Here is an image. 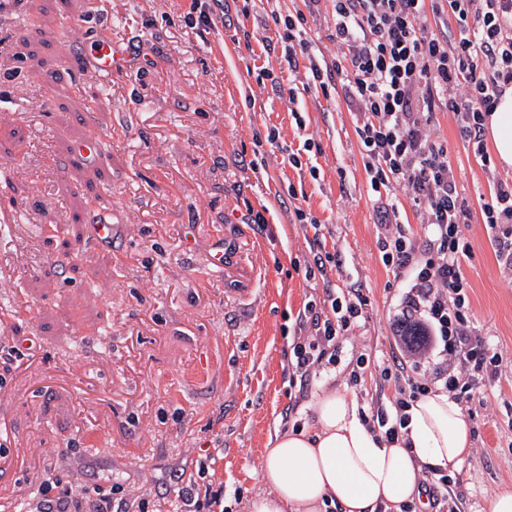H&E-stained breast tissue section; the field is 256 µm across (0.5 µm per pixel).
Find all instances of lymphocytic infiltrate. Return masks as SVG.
Here are the masks:
<instances>
[{
    "mask_svg": "<svg viewBox=\"0 0 512 512\" xmlns=\"http://www.w3.org/2000/svg\"><path fill=\"white\" fill-rule=\"evenodd\" d=\"M335 39L343 59L349 97L358 107L357 133L373 191L402 185L423 213L426 238L435 254L417 261L413 239L382 241L383 260L395 271L415 268L403 312L419 322L420 346L400 344L403 361L432 363L430 377L470 392L473 369H500L501 355L484 337L470 332L467 281L462 260L470 247L463 224L458 178L447 148L429 133L433 114L455 112L462 140L483 165V121L506 88H512V0H333ZM453 24L434 32L433 20ZM490 203L482 217L504 271L512 272V179L492 178ZM330 316L312 312L311 333L295 336L294 367L309 373L337 337L348 335L367 304L361 290L327 289ZM392 409L371 408V420L388 438H398L411 403L424 389L413 376L396 382Z\"/></svg>",
    "mask_w": 512,
    "mask_h": 512,
    "instance_id": "1",
    "label": "lymphocytic infiltrate"
}]
</instances>
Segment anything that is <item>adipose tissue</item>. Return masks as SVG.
<instances>
[{"label": "adipose tissue", "mask_w": 512, "mask_h": 512, "mask_svg": "<svg viewBox=\"0 0 512 512\" xmlns=\"http://www.w3.org/2000/svg\"><path fill=\"white\" fill-rule=\"evenodd\" d=\"M484 126L497 161L512 167V88L500 97ZM408 432L388 442L363 420L357 401L327 390L309 425L277 435L266 449L262 478L269 491L247 512H398L421 498L424 472H453L472 452L469 424L447 393L417 399Z\"/></svg>", "instance_id": "1"}]
</instances>
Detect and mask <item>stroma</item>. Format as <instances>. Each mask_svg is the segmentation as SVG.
Segmentation results:
<instances>
[{"label":"stroma","instance_id":"stroma-1","mask_svg":"<svg viewBox=\"0 0 512 512\" xmlns=\"http://www.w3.org/2000/svg\"><path fill=\"white\" fill-rule=\"evenodd\" d=\"M100 2L96 14L87 0L0 13V97L21 109L0 112V196L24 210L0 230V512H27L59 480L86 512H119L125 498L144 512H245L268 491L270 438L309 422L322 391L392 406L395 381L375 363L414 273L383 262L380 202L397 204L419 259L433 247L401 187L372 192L343 79L324 94L306 86L310 64L338 54L330 0ZM66 13L82 25L64 29ZM297 14L309 47L292 56L274 19ZM105 35L133 57L108 82L74 57ZM93 127L94 168L65 165ZM431 131L470 215V320L503 356L501 373L477 378L472 453L448 490L454 512H481L512 486V274L482 220L488 175L454 113H436ZM296 206L316 225L295 223ZM94 213L111 214L110 243L90 238ZM324 252L342 266L323 276ZM352 285L368 299L355 329L301 376L299 315ZM362 355L374 365L361 372Z\"/></svg>","mask_w":512,"mask_h":512}]
</instances>
